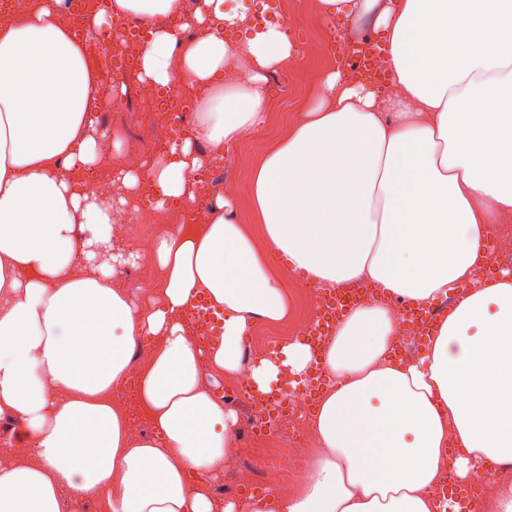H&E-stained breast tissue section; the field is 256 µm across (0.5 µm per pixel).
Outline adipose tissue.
Returning a JSON list of instances; mask_svg holds the SVG:
<instances>
[{
  "label": "adipose tissue",
  "instance_id": "adipose-tissue-1",
  "mask_svg": "<svg viewBox=\"0 0 512 512\" xmlns=\"http://www.w3.org/2000/svg\"><path fill=\"white\" fill-rule=\"evenodd\" d=\"M43 0L0 24V419L16 421L0 462V512H214L210 485L236 440V417L205 386L235 373L254 320L288 316L272 275L287 258L319 288L356 280L420 308L487 258V227L512 217V0H320L325 23L374 20L394 93L326 73L316 102L252 169L246 198L215 202L208 223L166 230L151 258L159 301L92 265L129 263L112 225L65 172L91 171L99 145L88 114L96 79L81 43ZM182 0H113L148 31L137 78L218 89L201 99L191 138L172 142L123 187L148 184L191 203L189 175L215 150L261 126L265 71L297 54L281 24L251 26L224 0H202L199 29L171 27ZM243 39H236V32ZM251 67L249 85L230 62ZM224 312L217 344H193L184 322L200 299ZM398 326L385 302L354 308L325 345L327 390L310 425L320 450L292 494L249 495L224 512H435L446 470L512 462V271L473 290L436 326L417 360L394 357ZM155 344L139 369V339ZM306 345L284 346L252 370L259 391L309 370ZM56 387L47 399L45 381ZM134 386L152 434L130 433L118 394Z\"/></svg>",
  "mask_w": 512,
  "mask_h": 512
}]
</instances>
